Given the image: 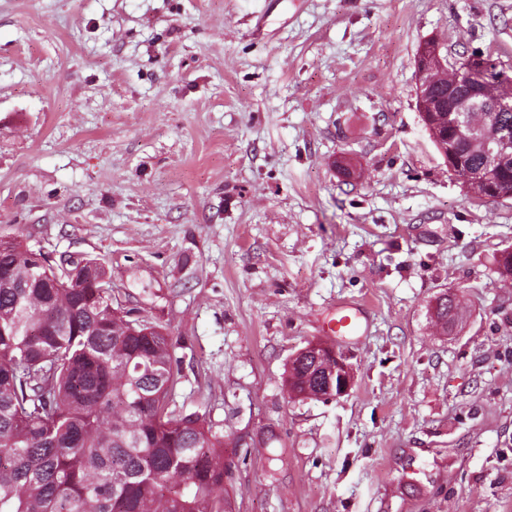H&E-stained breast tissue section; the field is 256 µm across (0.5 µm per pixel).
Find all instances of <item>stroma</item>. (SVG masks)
I'll return each mask as SVG.
<instances>
[{
	"instance_id": "stroma-1",
	"label": "stroma",
	"mask_w": 512,
	"mask_h": 512,
	"mask_svg": "<svg viewBox=\"0 0 512 512\" xmlns=\"http://www.w3.org/2000/svg\"><path fill=\"white\" fill-rule=\"evenodd\" d=\"M430 39L512 77V0H0V226L168 328L176 405L250 445L234 512H512V198L430 141ZM311 341L348 395L289 399ZM458 303L456 297L453 299L444 292L435 297L434 303L428 309L430 319L439 327L443 335L451 332L448 326L452 325L458 319Z\"/></svg>"
}]
</instances>
